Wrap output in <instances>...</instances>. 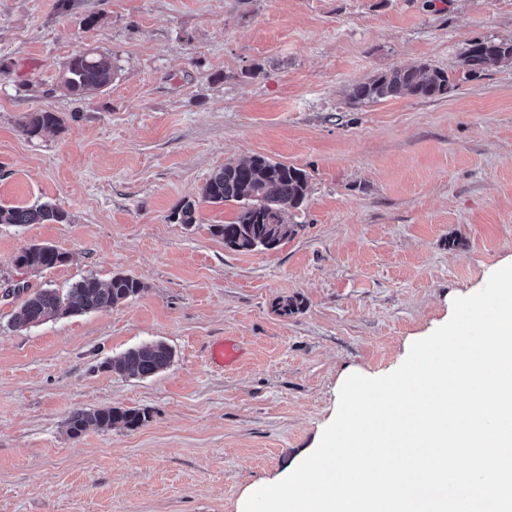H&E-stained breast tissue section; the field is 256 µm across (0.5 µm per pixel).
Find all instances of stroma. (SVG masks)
Here are the masks:
<instances>
[{"mask_svg":"<svg viewBox=\"0 0 512 512\" xmlns=\"http://www.w3.org/2000/svg\"><path fill=\"white\" fill-rule=\"evenodd\" d=\"M476 39H512V0H0V206L68 215L0 224V512H238L317 447L342 374L396 370L511 261L512 62L466 76ZM85 49L116 72L78 100L61 73ZM421 63L454 90L350 103ZM42 110L60 128L22 134ZM254 156L308 192L294 237L238 252L210 231L238 204L201 189ZM187 201L190 227L170 218ZM34 244L65 262L15 267ZM116 274L141 293L12 328L31 293ZM223 336L235 366L207 358ZM157 342L174 358L154 376L104 367ZM104 407L151 418L67 435Z\"/></svg>","mask_w":512,"mask_h":512,"instance_id":"obj_1","label":"stroma"}]
</instances>
